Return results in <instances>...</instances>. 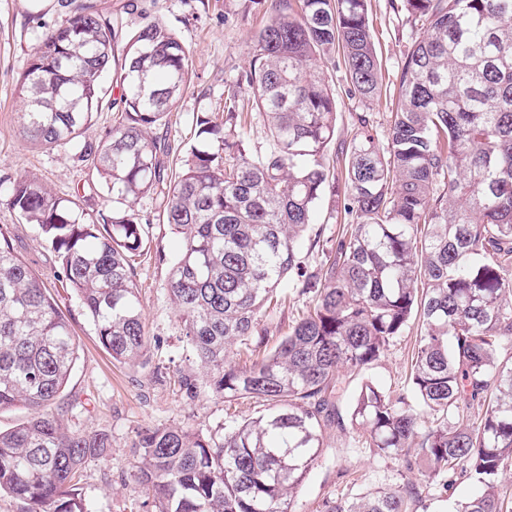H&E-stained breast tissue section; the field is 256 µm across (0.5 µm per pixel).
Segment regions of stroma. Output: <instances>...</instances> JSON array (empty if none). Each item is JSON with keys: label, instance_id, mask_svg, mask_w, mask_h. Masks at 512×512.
<instances>
[{"label": "stroma", "instance_id": "stroma-1", "mask_svg": "<svg viewBox=\"0 0 512 512\" xmlns=\"http://www.w3.org/2000/svg\"><path fill=\"white\" fill-rule=\"evenodd\" d=\"M86 1L121 25L114 44L115 60H123L130 37L144 22L154 19L173 30L188 48L193 83L158 130L174 160L183 156L194 140L197 113L222 112L225 87L249 70L252 38L264 26L271 0H0V231L7 233L17 254L46 283L73 330L78 360L59 399L61 405L73 408L65 418L67 426L79 431L105 429L112 435L110 451L89 460L81 473L88 512H156L151 497L132 479L138 464L132 450L137 431L189 426L207 432L224 421L222 400L205 390L188 399L172 375L173 369L190 368L193 362L166 291L170 260L178 250L177 240L162 222L166 198L154 191L134 205L150 240L148 255L134 265L150 338L146 363L135 366L112 359L77 297L56 281L58 266L53 254L6 204L11 181L30 175L57 195L79 194L86 212L112 208L89 166L71 147H34L22 142L19 135L22 103L18 80L45 34L64 24ZM369 18L382 61V90L396 93L398 66L420 27L408 17L401 0H370ZM324 72L336 97L337 112L328 160H335L340 145L353 136L354 118L360 113L369 117L379 144H386L384 103L350 97L345 72L334 64H327ZM414 344V335L400 337L363 376L347 377L339 401L341 413H349L362 379L401 392ZM346 468L354 472V480L340 478V471ZM409 483L423 488L418 512H451L455 503L466 500L475 489L470 480L460 477L447 497H440L428 486L425 467L408 470L394 459L374 455L357 430L344 434L330 430L293 508L295 512H320L325 501L341 495L356 496Z\"/></svg>", "mask_w": 512, "mask_h": 512}]
</instances>
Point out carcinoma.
Masks as SVG:
<instances>
[{"instance_id":"cac0c4a2","label":"carcinoma","mask_w":512,"mask_h":512,"mask_svg":"<svg viewBox=\"0 0 512 512\" xmlns=\"http://www.w3.org/2000/svg\"><path fill=\"white\" fill-rule=\"evenodd\" d=\"M422 32L401 67L382 148L366 116L338 154L344 219L327 246L299 240L336 178L326 149L336 97L322 60L345 68L349 95L381 97L368 0H274L250 70L227 91L221 120L196 117L197 142L174 165L155 130L192 82L188 50L162 23L142 25L112 73L119 21L82 5L47 33L19 81L22 139L68 145L90 161L112 212L21 176L7 205L55 256L57 281L80 299L102 346L134 365L148 338L133 261L149 238L132 204L166 186L163 223L179 242L167 291L200 372H179L224 400L220 432L147 428L132 445L134 481L158 512H292L324 432L351 425L376 454L420 460L441 495L457 476L480 491L456 512H512L497 487L512 463V0H402ZM263 116L269 148L245 136L239 89ZM120 89L122 111L100 140L93 116ZM299 303L284 335L264 319ZM407 388L361 382L348 418L344 377L377 364L411 329ZM78 359L48 288L0 232V409L29 417L0 431V492L25 512H86L78 477L112 447L48 411ZM263 406L236 418V405ZM414 484L324 503L323 512H413Z\"/></svg>"}]
</instances>
